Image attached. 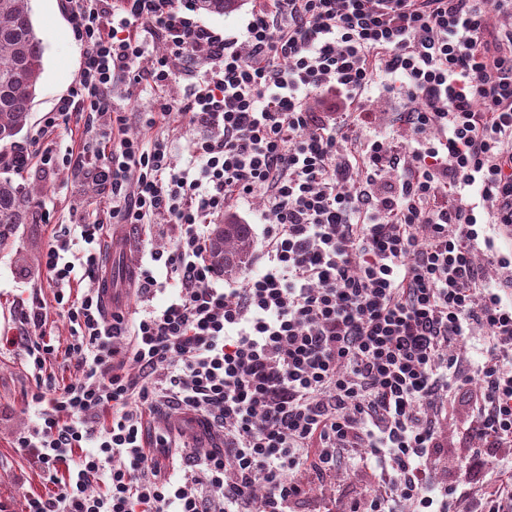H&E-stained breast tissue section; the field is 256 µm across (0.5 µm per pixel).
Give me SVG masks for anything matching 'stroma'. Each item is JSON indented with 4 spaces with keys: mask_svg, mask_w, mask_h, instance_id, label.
<instances>
[{
    "mask_svg": "<svg viewBox=\"0 0 512 512\" xmlns=\"http://www.w3.org/2000/svg\"><path fill=\"white\" fill-rule=\"evenodd\" d=\"M31 6L35 30L44 46V72L30 123L16 138L17 145L25 147L31 146L42 116L67 91L83 61L64 0H32ZM187 84V79L182 77L161 89L145 83L118 84L113 87L112 96L117 106L133 112L137 107L150 106L153 99L161 96L180 100ZM12 174L10 166L0 163V177ZM17 177L19 182L35 187L37 193L30 204L27 223L17 227L13 246L0 250V335L15 334L21 304L37 297L49 310L48 332L55 343L63 345L70 339V324L56 309L55 289L42 264V256L60 226L95 221L103 202L86 182L44 173L36 167ZM149 237L158 246L165 245L169 239L165 233L123 227L116 237L106 240L104 258L112 264L113 277L122 275L126 255H139L144 239ZM32 384L31 369L9 354L0 355V501L8 504L12 512H22L27 496L44 493L46 485L39 472L29 469L23 452L13 445L14 434L28 423L21 407ZM371 484L372 475L367 470L336 476L333 484L327 485L325 495L314 496L302 503L299 510L324 512L327 507L344 505L347 499L359 496Z\"/></svg>",
    "mask_w": 512,
    "mask_h": 512,
    "instance_id": "1",
    "label": "stroma"
}]
</instances>
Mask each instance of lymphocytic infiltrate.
Masks as SVG:
<instances>
[{
  "instance_id": "lymphocytic-infiltrate-1",
  "label": "lymphocytic infiltrate",
  "mask_w": 512,
  "mask_h": 512,
  "mask_svg": "<svg viewBox=\"0 0 512 512\" xmlns=\"http://www.w3.org/2000/svg\"><path fill=\"white\" fill-rule=\"evenodd\" d=\"M66 7L84 65L40 132L85 116L99 134L76 157L19 147L7 160L92 176L105 207L43 256L66 347L37 299L0 337L35 374L34 419L14 445L53 486L25 512H295L311 476L342 465L376 477L344 512H451L439 468L481 482L468 512H512V252L499 245L512 227V29L497 25L512 0H260L239 40L178 0ZM157 40L165 51L141 72ZM381 72L408 89L409 139L367 134L377 117L361 99ZM176 76L189 81L182 101L157 99L138 121L194 126L182 164L165 142L124 135L112 101L117 81ZM323 92L340 108L313 111ZM257 196L273 216L264 270L217 287L212 221ZM118 224L172 238L140 263L131 315L106 312L100 289L66 292L77 272L98 277ZM60 353L78 373L57 387L41 371ZM467 389L460 456L442 425ZM170 408L223 448L148 426Z\"/></svg>"
}]
</instances>
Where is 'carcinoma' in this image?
I'll use <instances>...</instances> for the list:
<instances>
[{"label": "carcinoma", "mask_w": 512, "mask_h": 512, "mask_svg": "<svg viewBox=\"0 0 512 512\" xmlns=\"http://www.w3.org/2000/svg\"><path fill=\"white\" fill-rule=\"evenodd\" d=\"M244 0H191L206 14L228 16ZM44 70V48L37 36L31 0H0V143L12 144L27 125ZM31 190L0 178V249L9 245L15 226L27 221ZM251 226L234 214L212 233L210 260L216 274L235 276L249 266Z\"/></svg>", "instance_id": "1"}]
</instances>
